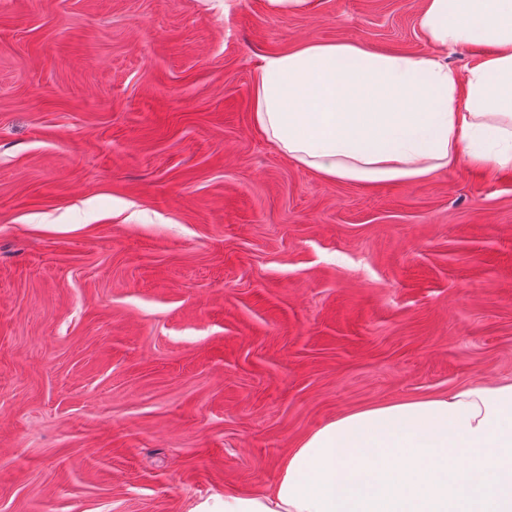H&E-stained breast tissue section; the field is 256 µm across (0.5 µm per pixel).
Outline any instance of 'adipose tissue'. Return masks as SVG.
I'll use <instances>...</instances> for the list:
<instances>
[{"label": "adipose tissue", "instance_id": "ef3b65f1", "mask_svg": "<svg viewBox=\"0 0 512 512\" xmlns=\"http://www.w3.org/2000/svg\"><path fill=\"white\" fill-rule=\"evenodd\" d=\"M432 54L307 43L263 57L257 130L330 179L417 181L512 167V0H423ZM483 53L466 72L451 48ZM218 512H512V378L343 413L302 438L259 492Z\"/></svg>", "mask_w": 512, "mask_h": 512}]
</instances>
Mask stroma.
Listing matches in <instances>:
<instances>
[{"label": "stroma", "mask_w": 512, "mask_h": 512, "mask_svg": "<svg viewBox=\"0 0 512 512\" xmlns=\"http://www.w3.org/2000/svg\"><path fill=\"white\" fill-rule=\"evenodd\" d=\"M423 0H0V512H212L339 414L512 377V169L329 180L265 55Z\"/></svg>", "instance_id": "obj_1"}]
</instances>
